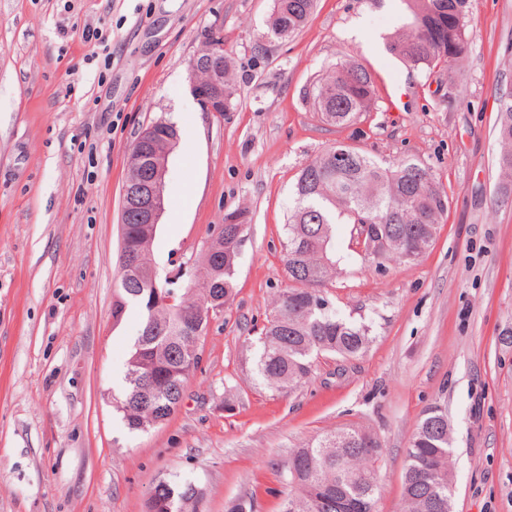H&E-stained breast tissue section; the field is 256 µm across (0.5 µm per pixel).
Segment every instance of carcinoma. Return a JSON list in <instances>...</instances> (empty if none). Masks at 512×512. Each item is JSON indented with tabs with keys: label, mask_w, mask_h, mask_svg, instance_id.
<instances>
[{
	"label": "carcinoma",
	"mask_w": 512,
	"mask_h": 512,
	"mask_svg": "<svg viewBox=\"0 0 512 512\" xmlns=\"http://www.w3.org/2000/svg\"><path fill=\"white\" fill-rule=\"evenodd\" d=\"M406 34H395L387 50L406 65L426 72L460 66L469 51L472 0H404ZM315 0H276L267 36L286 39L305 26ZM236 91L231 60L224 56V108ZM321 119L347 125L370 111V75L343 60L306 92ZM497 166L512 196V93L499 90ZM177 136L169 123L155 126V138L139 136L132 155L154 147L164 151ZM296 205L284 225V261L292 288L278 292L273 313L257 337L255 373L270 389L291 391L306 382L314 359L353 358L372 342L369 329L336 313L324 286L336 273L334 232L351 224L364 237V258L378 264L410 263L434 242L448 211V193L425 165L402 159L384 166L350 145L329 146L299 173ZM123 248L118 256L120 289L112 320L122 321L129 305L144 320L129 354L125 388L114 407L132 432L167 421L184 384L200 364L199 342L209 318L230 300L239 244L246 231L244 213L224 214L216 244L202 256L206 286L182 276L160 282L152 260L158 225L140 223L125 211ZM379 438L351 426L324 434L293 450L287 463L288 494L282 512H375L379 488ZM453 440L448 419L438 408L418 421L406 452L401 512H452L449 463ZM204 491L191 481L165 480L152 487L145 512H203Z\"/></svg>",
	"instance_id": "1"
}]
</instances>
